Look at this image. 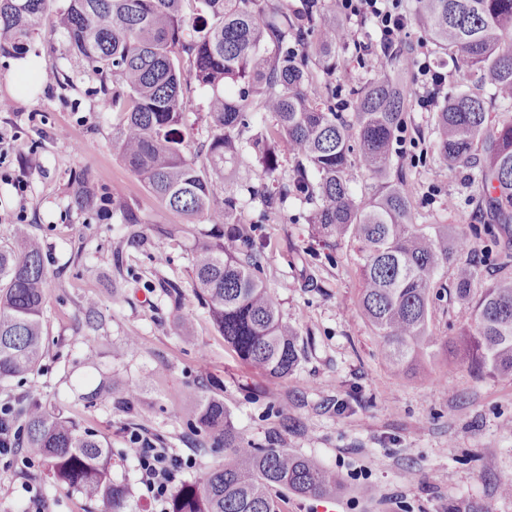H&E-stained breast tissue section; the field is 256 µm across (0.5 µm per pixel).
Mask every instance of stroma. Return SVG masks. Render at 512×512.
<instances>
[{
    "mask_svg": "<svg viewBox=\"0 0 512 512\" xmlns=\"http://www.w3.org/2000/svg\"><path fill=\"white\" fill-rule=\"evenodd\" d=\"M68 0L32 36L28 58L36 72L21 78L13 58H0V241L17 224L31 225L46 254L47 353L24 381L0 385V402L34 397L112 444V477L128 485L133 512H161L126 458L130 429L144 430L170 452L193 457L184 480L222 460L206 447L181 412L188 391L223 399L235 427L255 445L276 443L319 458L343 479L335 512H512L501 483L512 479V376L471 372L448 356L432 362L431 376L393 374L379 354V338L359 309L357 246L324 245L305 216L309 204L288 200L261 231L269 246L263 280L303 352L296 368L275 385L241 363L225 346L192 286L191 246L204 224L185 225L161 207L124 165L113 136L118 113L106 106L99 76L68 49L59 17ZM443 64V95L472 90L490 100L489 81L467 73L454 53L431 48ZM405 133L393 168L406 177L419 223H479L483 209L470 172L439 168L430 152L434 115L408 106ZM68 138L55 135L57 128ZM91 172L97 200L79 208L74 187ZM25 177V193L13 182ZM125 195L154 236L143 251L104 205L113 186ZM182 293L173 303L167 283ZM95 297L105 321L84 324L82 308ZM432 329L458 335L465 309L451 274L432 294ZM193 322L183 335L179 322ZM137 337L128 347V337ZM107 383L112 392L88 400ZM374 487L375 497L363 494ZM45 512H87L79 493L59 490L37 460L0 465V512H22L30 491Z\"/></svg>",
    "mask_w": 512,
    "mask_h": 512,
    "instance_id": "stroma-1",
    "label": "stroma"
}]
</instances>
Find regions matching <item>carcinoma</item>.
<instances>
[{
	"label": "carcinoma",
	"instance_id": "1",
	"mask_svg": "<svg viewBox=\"0 0 512 512\" xmlns=\"http://www.w3.org/2000/svg\"><path fill=\"white\" fill-rule=\"evenodd\" d=\"M53 0H0V57L25 50ZM69 0L60 26L71 51L95 74L112 76V111L121 116L114 146L129 170L165 209L191 224H210L193 249L195 290L239 360L273 381L297 366L298 336L284 323L260 278L267 242L258 231L290 198L313 205L308 223L326 238L358 243L359 306L381 338V357L395 373L429 374L440 352L465 347L468 367L490 376L512 374V280L493 282L471 302L459 337L430 328L431 290L453 272L466 298L481 279L476 250L452 224L417 223L403 174H392L394 144L410 92L388 72L350 83L354 112L336 103V52L348 36L335 0ZM415 24L427 39L456 54L488 80L512 112V0H416ZM207 90L205 153L185 139L191 84ZM485 99L467 91L444 100L435 116L436 158L450 171H476L488 221L475 234L511 256L512 119L489 123ZM270 117L244 136L256 114ZM248 152L268 178L284 164L291 176L271 188L245 183L236 163ZM376 186L358 196L347 178L352 154ZM317 180H312L311 175ZM75 203L92 204L91 179L76 181ZM259 207L245 231L237 219L242 191ZM112 215L127 242L145 249L148 236L126 198ZM47 271L41 240L17 224L0 244V383L39 369L45 350L43 309ZM188 421L224 450L220 464L170 495L169 512H281L277 491L301 497L340 495V475L319 460L272 444L258 447L235 429L224 401L206 393L188 398ZM23 444L48 468L56 486L81 493L94 512H129L130 490L112 479L110 443L79 421L38 404L24 409Z\"/></svg>",
	"mask_w": 512,
	"mask_h": 512
}]
</instances>
